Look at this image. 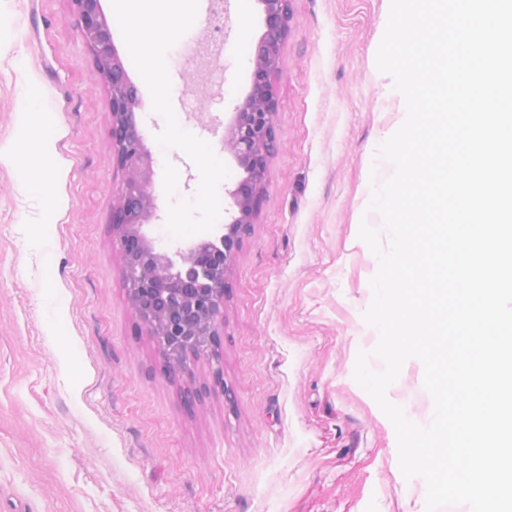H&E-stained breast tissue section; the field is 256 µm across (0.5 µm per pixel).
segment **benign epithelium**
<instances>
[{
    "label": "benign epithelium",
    "instance_id": "1",
    "mask_svg": "<svg viewBox=\"0 0 512 512\" xmlns=\"http://www.w3.org/2000/svg\"><path fill=\"white\" fill-rule=\"evenodd\" d=\"M264 33L251 57L250 89L224 129V152L243 176L224 193L228 221L219 241L209 231L187 244L162 246L145 227L156 218L153 195L156 159L144 142L138 112L141 96L113 44L101 0H74L83 37L105 82L112 115V144L125 175L112 210V232L121 244L130 307L143 327L161 339L160 370L172 378L191 376L184 349L209 358L221 343L226 277L252 232L270 160L277 150L275 85L289 34L290 0H259ZM207 394L187 386L182 404L191 412Z\"/></svg>",
    "mask_w": 512,
    "mask_h": 512
}]
</instances>
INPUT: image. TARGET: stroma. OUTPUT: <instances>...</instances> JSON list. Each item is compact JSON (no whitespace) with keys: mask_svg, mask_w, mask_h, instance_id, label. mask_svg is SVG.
Segmentation results:
<instances>
[{"mask_svg":"<svg viewBox=\"0 0 512 512\" xmlns=\"http://www.w3.org/2000/svg\"><path fill=\"white\" fill-rule=\"evenodd\" d=\"M211 0L168 51L180 127L229 170L224 128L250 86L263 32L258 0H223V47L196 57ZM389 0H291L276 86L279 150L251 235L228 274L220 391L186 412L159 370V346L127 300L112 205L123 173L109 95L72 0H0V512H426V483L405 479L396 433L356 382L378 334L363 314L378 260L359 236L382 229L366 185L398 102L376 66ZM140 126L178 194L200 174L156 136L163 117L142 91ZM30 113L20 124V113ZM409 360L388 399L415 419L431 409Z\"/></svg>","mask_w":512,"mask_h":512,"instance_id":"stroma-1","label":"stroma"}]
</instances>
